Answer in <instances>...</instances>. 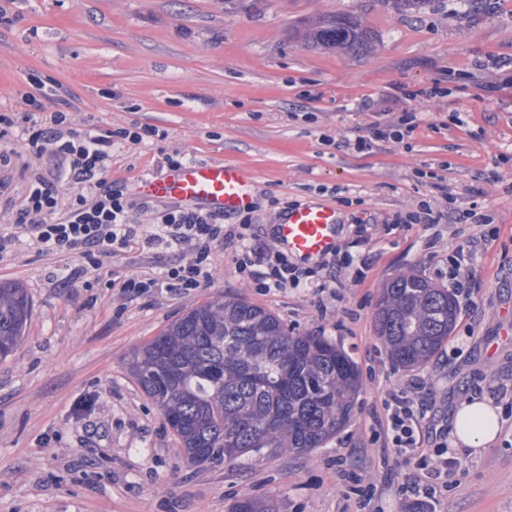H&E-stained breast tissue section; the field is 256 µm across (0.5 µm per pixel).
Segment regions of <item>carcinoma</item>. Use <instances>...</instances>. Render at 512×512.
Here are the masks:
<instances>
[{"instance_id":"1","label":"carcinoma","mask_w":512,"mask_h":512,"mask_svg":"<svg viewBox=\"0 0 512 512\" xmlns=\"http://www.w3.org/2000/svg\"><path fill=\"white\" fill-rule=\"evenodd\" d=\"M310 38L356 52L368 35L350 17L336 16ZM30 314L26 288L0 281V359L24 336ZM375 319L391 361L419 367L448 341L457 305L448 289L406 270L384 284ZM130 373L195 467L321 448L351 421L359 386L355 363L335 342L290 331L274 314L232 296L183 313L136 349Z\"/></svg>"}]
</instances>
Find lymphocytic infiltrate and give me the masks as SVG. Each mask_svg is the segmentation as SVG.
Instances as JSON below:
<instances>
[{"instance_id":"obj_1","label":"lymphocytic infiltrate","mask_w":512,"mask_h":512,"mask_svg":"<svg viewBox=\"0 0 512 512\" xmlns=\"http://www.w3.org/2000/svg\"><path fill=\"white\" fill-rule=\"evenodd\" d=\"M37 88L38 95L28 98L30 113L19 117L11 112L0 113V139L8 136L16 123H24L25 151L55 157L59 172L51 180L40 175L31 177L16 211L14 233L0 235V253L28 239L45 253L72 257L97 270L114 250L132 245L181 252L182 260L167 267L162 277L136 275L120 281L125 293L141 296L162 282L182 291L205 286L213 277L214 249L234 239L242 244L237 258L240 272L265 280L278 290L300 285L302 270L290 263L283 252L246 245L245 231L253 224L252 211L240 212L238 226L228 229L220 213L177 202L158 210L150 201L135 203L125 196L121 186L112 180V148L119 140L138 143L156 136L154 127L120 128L105 133L76 131L71 127L68 111L56 105V84L41 81ZM77 186L82 187V194H74ZM384 408L387 447L416 460L427 472V482L413 487V494L425 499L434 497V481L448 469L447 445L425 452L417 437L424 412L415 408L405 390L390 391Z\"/></svg>"}]
</instances>
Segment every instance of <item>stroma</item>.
<instances>
[{"mask_svg":"<svg viewBox=\"0 0 512 512\" xmlns=\"http://www.w3.org/2000/svg\"><path fill=\"white\" fill-rule=\"evenodd\" d=\"M340 14L371 33L365 51L308 44L312 24ZM40 80L62 86L74 129H158L114 147L112 176L130 199L176 152L254 171L252 246L274 243L272 200L329 205L341 227L321 293L306 280L262 288L239 274L236 242L216 249L205 287L139 297L87 283L78 260L30 241L1 254L0 280L22 284L32 312L0 359V512H236L246 498L275 512H411L421 471L383 434V401L405 387L433 443L456 403L486 397L501 408L494 443L450 450L448 484L425 512H512V0H428L418 11L392 0H0V111H25ZM435 82L445 96L410 98ZM406 112L417 125L408 142L355 149L374 122ZM456 112L467 126L451 125ZM22 145L18 132L0 145L15 152L0 168V234L30 177L57 167ZM424 204L441 223L395 224ZM459 252L472 294L457 302L452 338L423 367L395 366L375 328L384 283L413 269L447 287ZM179 258L135 245L102 271L154 274ZM219 295L351 356L354 416L323 447L188 465L128 361Z\"/></svg>","mask_w":512,"mask_h":512,"instance_id":"35a3bbf8","label":"stroma"}]
</instances>
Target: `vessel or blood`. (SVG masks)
Segmentation results:
<instances>
[{
	"label": "vessel or blood",
	"instance_id": "b4317fda",
	"mask_svg": "<svg viewBox=\"0 0 512 512\" xmlns=\"http://www.w3.org/2000/svg\"><path fill=\"white\" fill-rule=\"evenodd\" d=\"M252 171L240 164L200 161L170 174L144 181L142 193L154 199L195 203L213 211H239L252 205ZM335 211L317 203H304L288 212L276 227V243L289 255L313 260L336 248Z\"/></svg>",
	"mask_w": 512,
	"mask_h": 512
}]
</instances>
